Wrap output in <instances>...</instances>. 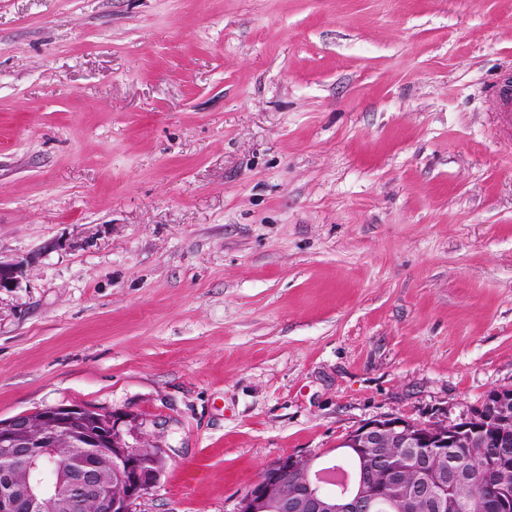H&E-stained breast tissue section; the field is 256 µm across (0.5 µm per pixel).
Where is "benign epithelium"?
<instances>
[{
    "label": "benign epithelium",
    "instance_id": "benign-epithelium-1",
    "mask_svg": "<svg viewBox=\"0 0 512 512\" xmlns=\"http://www.w3.org/2000/svg\"><path fill=\"white\" fill-rule=\"evenodd\" d=\"M21 263L0 261V289L16 288ZM495 410L474 427L473 415L454 423L420 426L401 417L368 421L339 444L358 463L348 486L325 494L332 466H317L314 458L289 454L266 466L240 498L237 512H372L380 493L389 494L392 512H467L472 508L463 477L450 499L432 482L418 486L403 480L401 471L385 459L388 448L402 458L427 461L447 448H482L504 444L501 426L512 422V388L490 390ZM143 420L134 412L95 411L78 405H58L0 420V456L9 465L0 469V512H84L97 500L103 512H136L169 464L167 449L143 448ZM73 449L77 459L53 479L48 465L61 452ZM494 474L497 512H512V487ZM121 487L112 493L110 484Z\"/></svg>",
    "mask_w": 512,
    "mask_h": 512
}]
</instances>
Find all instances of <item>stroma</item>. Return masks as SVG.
Segmentation results:
<instances>
[{
	"label": "stroma",
	"instance_id": "obj_1",
	"mask_svg": "<svg viewBox=\"0 0 512 512\" xmlns=\"http://www.w3.org/2000/svg\"><path fill=\"white\" fill-rule=\"evenodd\" d=\"M512 0H0V419L132 411L138 512L512 387Z\"/></svg>",
	"mask_w": 512,
	"mask_h": 512
}]
</instances>
